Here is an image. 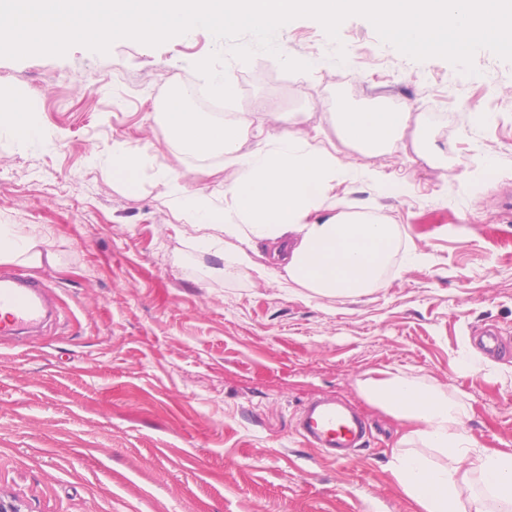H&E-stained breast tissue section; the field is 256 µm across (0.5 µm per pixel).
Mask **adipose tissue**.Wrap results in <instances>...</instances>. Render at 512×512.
<instances>
[{
    "instance_id": "1",
    "label": "adipose tissue",
    "mask_w": 512,
    "mask_h": 512,
    "mask_svg": "<svg viewBox=\"0 0 512 512\" xmlns=\"http://www.w3.org/2000/svg\"><path fill=\"white\" fill-rule=\"evenodd\" d=\"M191 93L175 89L160 107L172 143L185 154L220 157L228 172L220 192L191 190L161 175L175 219L193 243L220 256L214 272L233 278L251 271L282 288L318 297L358 296L386 284L393 266L426 260L388 214L338 195L354 181L385 190L389 181L373 158L413 153L430 165L443 161L424 118L381 106L330 114L328 127L290 120L269 134L264 124L212 119L189 108ZM17 148L42 137L27 102L0 93V128ZM352 149L344 161L337 143ZM269 242L277 267L258 264L253 244ZM35 235L0 225V262L38 264ZM361 395L405 426L388 462L403 493L420 512H512V453L478 447L464 431L467 407L447 386L383 371L358 383Z\"/></svg>"
}]
</instances>
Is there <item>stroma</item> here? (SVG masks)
I'll return each instance as SVG.
<instances>
[{
	"instance_id": "obj_1",
	"label": "stroma",
	"mask_w": 512,
	"mask_h": 512,
	"mask_svg": "<svg viewBox=\"0 0 512 512\" xmlns=\"http://www.w3.org/2000/svg\"><path fill=\"white\" fill-rule=\"evenodd\" d=\"M275 41L320 68L289 73L263 52L241 64L202 35L0 58V89L21 93L44 130L23 150L0 132V225L33 230L41 254L0 274L57 297L41 336L0 342V500L19 512H417L388 469L404 427L358 389L380 371L459 390L466 433L512 452V355L487 354L474 336L489 326L512 347V61L479 51L471 81L444 59L404 56L358 16L336 42L310 18ZM190 57L233 74L227 118L263 107L303 113L309 129L380 101L423 116L447 162L380 156L391 188L346 192L391 211L426 263L347 298L212 276L216 258L195 248L158 182L164 171L191 189L221 179L219 159L178 152L152 117L172 88L202 82L183 66ZM118 139L144 153L130 192L112 181ZM482 156L496 166L480 178ZM322 394L371 427L343 463L295 431Z\"/></svg>"
}]
</instances>
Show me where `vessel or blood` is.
<instances>
[{
  "label": "vessel or blood",
  "mask_w": 512,
  "mask_h": 512,
  "mask_svg": "<svg viewBox=\"0 0 512 512\" xmlns=\"http://www.w3.org/2000/svg\"><path fill=\"white\" fill-rule=\"evenodd\" d=\"M49 289L22 274L0 276V337L10 338L38 328L46 316ZM295 429L308 446L344 462L367 444L370 426L365 417L331 396L308 401Z\"/></svg>",
  "instance_id": "obj_1"
}]
</instances>
